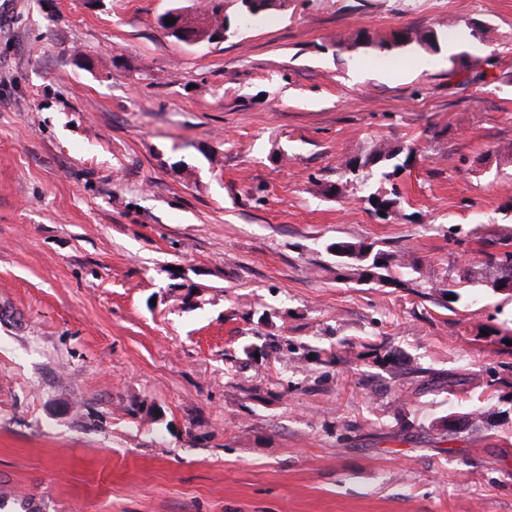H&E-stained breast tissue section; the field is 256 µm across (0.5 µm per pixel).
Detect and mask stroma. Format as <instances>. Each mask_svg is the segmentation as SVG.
Listing matches in <instances>:
<instances>
[{
	"mask_svg": "<svg viewBox=\"0 0 512 512\" xmlns=\"http://www.w3.org/2000/svg\"><path fill=\"white\" fill-rule=\"evenodd\" d=\"M171 4L0 0V512H512V299L451 312L321 251L452 284L473 225L512 230V0H289L201 47ZM378 146L416 150L397 215L317 192ZM271 333L291 353H245ZM438 27H429L431 33L419 36V28H403L392 30L384 37H373L359 30L347 38L336 42L333 46L340 52H346L348 56L356 58L358 55L369 52L393 53L410 48L437 51L439 40L444 38V31ZM412 33L415 35L412 36Z\"/></svg>",
	"mask_w": 512,
	"mask_h": 512,
	"instance_id": "35a3bbf8",
	"label": "stroma"
}]
</instances>
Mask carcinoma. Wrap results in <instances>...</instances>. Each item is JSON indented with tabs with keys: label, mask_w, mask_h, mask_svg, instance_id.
Wrapping results in <instances>:
<instances>
[{
	"label": "carcinoma",
	"mask_w": 512,
	"mask_h": 512,
	"mask_svg": "<svg viewBox=\"0 0 512 512\" xmlns=\"http://www.w3.org/2000/svg\"><path fill=\"white\" fill-rule=\"evenodd\" d=\"M233 5V11L242 15L244 23L250 25L266 18L274 11L288 9V0H203V12L188 16L183 20L184 35L173 36L178 42H186L189 38L200 34V24L210 18L215 24H220L221 17H229V13H221L228 5ZM444 38L441 27L431 28V33L418 36V29H396L384 37H373L359 30L347 38L334 44V47L345 52L350 57L363 53L379 52L393 53L410 48L435 51L439 40ZM370 157L379 160L377 169L380 176L390 188L383 191L369 192L366 199L376 200L369 205V210L378 214L382 208L396 212L400 202V192L395 179L399 171L404 169V154L402 148H377ZM344 173L349 175L346 182H355L362 187L374 176V171L354 170L350 162L342 164ZM486 249L481 251L482 258L478 264L468 268L467 277L478 286L474 292L461 293L447 288V285L424 275L422 265L413 255L398 250H388L374 247V244L343 240L329 241L324 244V252L334 259L336 277L340 281H355L363 285L401 289L418 293L421 297L432 298L450 310L457 306H476L481 300V293H493L512 298V251L497 253V246L512 247V232H489L482 237ZM453 299H448V296ZM483 412L471 408L465 412L452 411L440 418V425L448 427V420L455 419L466 425H472L482 420Z\"/></svg>",
	"instance_id": "carcinoma-1"
}]
</instances>
